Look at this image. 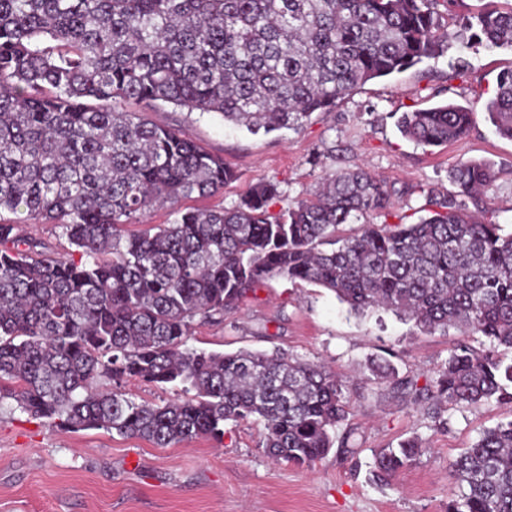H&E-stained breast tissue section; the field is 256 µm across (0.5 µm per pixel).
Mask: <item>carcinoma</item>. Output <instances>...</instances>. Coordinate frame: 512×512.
Returning a JSON list of instances; mask_svg holds the SVG:
<instances>
[{
    "mask_svg": "<svg viewBox=\"0 0 512 512\" xmlns=\"http://www.w3.org/2000/svg\"><path fill=\"white\" fill-rule=\"evenodd\" d=\"M455 0H0V212L62 228L80 259L62 260L0 222V402L67 429H104L158 448L262 424L261 447L310 467L348 420L345 382L279 350L198 351L197 323L221 320L274 277L314 283L354 312L384 309L420 330L481 336L512 351V234L469 211L496 178L460 163L453 197L429 195L416 223L364 224L390 194L363 170L328 175L284 211L273 182L232 210L177 212L124 236L150 211L236 179L224 159L123 104L217 113L256 134L297 128L367 82L456 44L512 48V0L442 22ZM486 112L512 139V70ZM472 109L405 112L399 130L426 146L461 138ZM371 372L448 409L512 402V362L465 341L425 385L385 362ZM177 384L187 397L137 402L128 379ZM112 383L103 391L97 381ZM428 452L421 440L373 454L372 478L396 477ZM448 512H512V422L483 431L450 463Z\"/></svg>",
    "mask_w": 512,
    "mask_h": 512,
    "instance_id": "carcinoma-1",
    "label": "carcinoma"
}]
</instances>
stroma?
<instances>
[{
    "label": "stroma",
    "mask_w": 512,
    "mask_h": 512,
    "mask_svg": "<svg viewBox=\"0 0 512 512\" xmlns=\"http://www.w3.org/2000/svg\"><path fill=\"white\" fill-rule=\"evenodd\" d=\"M512 69V49L449 50L403 73L367 82L329 112L300 127L253 134L213 113L160 105L152 121L178 129L237 173L215 194L181 207L233 209L250 190L278 183L279 211L311 197L331 173L364 169L390 193L391 213L410 215L427 195L454 193L459 162L485 160L496 180L477 196V212L512 232V140L485 110L497 78ZM454 101L473 123L455 142L421 146L405 138V112ZM457 332L427 334L390 313H351L326 288L273 278L223 322L196 325L191 347L206 351L280 349L319 362L343 379L352 410L336 435L350 454L330 452L309 468L273 461L254 420L226 425L223 443L196 438L169 448L104 430H66L0 405V512H446L449 464L483 430L512 421V403L451 409L434 430L413 399L372 375L371 361L399 375H432ZM416 437L427 453L390 482L371 480L374 450Z\"/></svg>",
    "instance_id": "1"
}]
</instances>
